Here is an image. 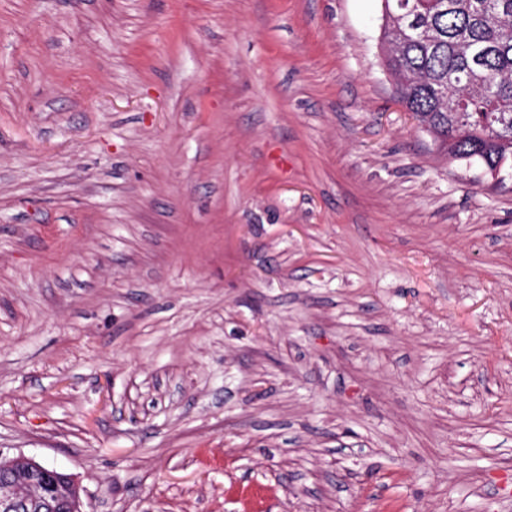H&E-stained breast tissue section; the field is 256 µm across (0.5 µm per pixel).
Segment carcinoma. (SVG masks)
Masks as SVG:
<instances>
[{"label":"carcinoma","instance_id":"obj_1","mask_svg":"<svg viewBox=\"0 0 512 512\" xmlns=\"http://www.w3.org/2000/svg\"><path fill=\"white\" fill-rule=\"evenodd\" d=\"M381 43L398 101L449 155L512 158V0H385Z\"/></svg>","mask_w":512,"mask_h":512}]
</instances>
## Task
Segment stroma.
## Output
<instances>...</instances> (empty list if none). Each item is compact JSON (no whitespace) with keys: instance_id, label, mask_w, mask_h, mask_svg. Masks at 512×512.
I'll use <instances>...</instances> for the list:
<instances>
[{"instance_id":"obj_1","label":"stroma","mask_w":512,"mask_h":512,"mask_svg":"<svg viewBox=\"0 0 512 512\" xmlns=\"http://www.w3.org/2000/svg\"><path fill=\"white\" fill-rule=\"evenodd\" d=\"M381 0H0V447L87 512H512V179Z\"/></svg>"}]
</instances>
